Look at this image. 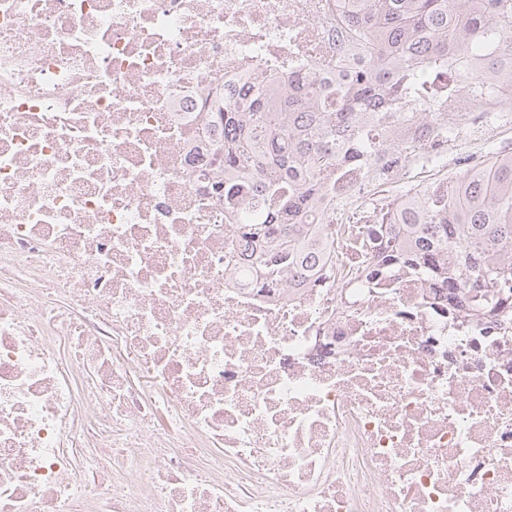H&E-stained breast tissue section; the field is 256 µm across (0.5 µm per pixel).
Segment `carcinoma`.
<instances>
[{
  "instance_id": "1",
  "label": "carcinoma",
  "mask_w": 512,
  "mask_h": 512,
  "mask_svg": "<svg viewBox=\"0 0 512 512\" xmlns=\"http://www.w3.org/2000/svg\"><path fill=\"white\" fill-rule=\"evenodd\" d=\"M364 59L329 89L303 73L288 93L242 87L215 113L224 124V205L239 211L249 269L280 280L322 253L321 229L304 224L339 166L384 175L446 139L461 110L428 91L454 80L448 54L467 58L473 95L503 104L495 87L512 86V0H348L342 16ZM389 232L407 249L403 264L438 283L468 289L470 308L486 311L512 293V155L456 173L441 190L416 189ZM453 253L452 267L435 262Z\"/></svg>"
}]
</instances>
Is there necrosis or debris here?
I'll return each instance as SVG.
<instances>
[{
    "instance_id": "necrosis-or-debris-1",
    "label": "necrosis or debris",
    "mask_w": 512,
    "mask_h": 512,
    "mask_svg": "<svg viewBox=\"0 0 512 512\" xmlns=\"http://www.w3.org/2000/svg\"><path fill=\"white\" fill-rule=\"evenodd\" d=\"M344 0H0V512H512V294L471 315L337 169L306 279L243 280L215 91L362 64Z\"/></svg>"
}]
</instances>
